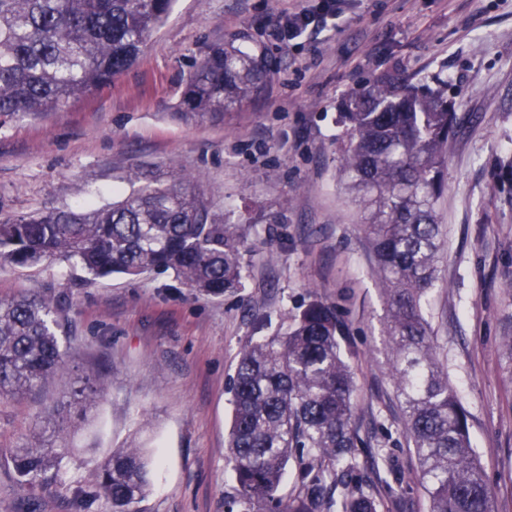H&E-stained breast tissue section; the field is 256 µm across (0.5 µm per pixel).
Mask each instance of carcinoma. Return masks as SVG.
I'll list each match as a JSON object with an SVG mask.
<instances>
[{
  "label": "carcinoma",
  "instance_id": "cac0c4a2",
  "mask_svg": "<svg viewBox=\"0 0 512 512\" xmlns=\"http://www.w3.org/2000/svg\"><path fill=\"white\" fill-rule=\"evenodd\" d=\"M173 0H0V116L62 112L124 73ZM264 54L233 41L200 52L181 112H226L267 80ZM347 143L340 177L366 212L375 273L387 298L386 335L405 431L420 464L429 512H493L484 470L471 446L469 413L436 358L423 304L436 280L441 246L436 203L444 149L458 117L448 83L386 73L342 103ZM140 187L111 204L78 212L49 209L0 219V259L28 266L62 259L92 284L114 273L173 272L205 297L241 286L249 228L213 210L194 180L172 171L129 175ZM336 306L308 302L288 331L249 341L232 383L227 448L237 512H379L348 478L362 444L352 428L355 381ZM60 300L0 301V400L18 398L67 373ZM70 448L12 449L17 479L47 490L65 473ZM294 463L299 491L279 488ZM152 457L123 448L95 470L91 490L113 512L143 498Z\"/></svg>",
  "mask_w": 512,
  "mask_h": 512
}]
</instances>
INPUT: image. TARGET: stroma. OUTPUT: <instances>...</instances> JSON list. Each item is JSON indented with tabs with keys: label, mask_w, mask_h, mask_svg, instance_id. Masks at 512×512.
<instances>
[{
	"label": "stroma",
	"mask_w": 512,
	"mask_h": 512,
	"mask_svg": "<svg viewBox=\"0 0 512 512\" xmlns=\"http://www.w3.org/2000/svg\"><path fill=\"white\" fill-rule=\"evenodd\" d=\"M318 0H175L136 64L63 112L0 118V218L112 202L136 170L197 177L217 212L257 230L244 285L195 295L173 274H115L83 286L67 263L0 264V300L65 304L70 377L0 400V512H72L73 489L135 443L157 458L126 512H228L230 385L251 336L287 330L315 298L345 322L355 376L359 478L381 512H428L390 376L386 297L358 205L339 177L343 95L384 73L438 75L461 123L437 203L444 247L424 306L448 382L469 413L494 512H512V0H342L336 25L291 41L282 14ZM261 44L268 79L229 112L178 111L203 47ZM99 406L39 418L84 380ZM72 450L50 492L21 485L12 449L34 435ZM389 464L376 468L374 457Z\"/></svg>",
	"instance_id": "stroma-1"
}]
</instances>
